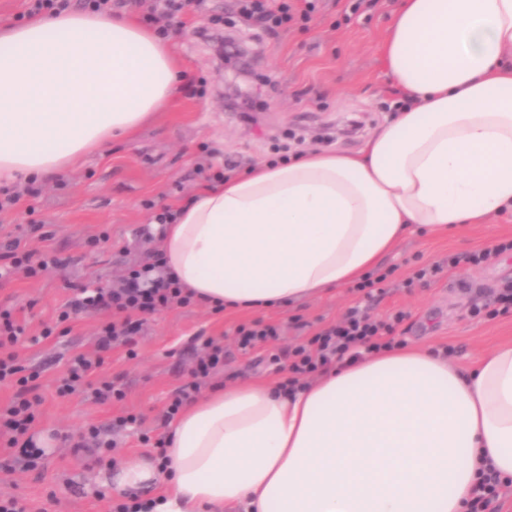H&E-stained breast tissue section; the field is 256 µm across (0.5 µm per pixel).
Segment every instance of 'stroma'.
<instances>
[{
  "label": "stroma",
  "mask_w": 512,
  "mask_h": 512,
  "mask_svg": "<svg viewBox=\"0 0 512 512\" xmlns=\"http://www.w3.org/2000/svg\"><path fill=\"white\" fill-rule=\"evenodd\" d=\"M234 4L205 0L201 11L182 15L170 34L185 77L167 111L133 137L85 157L65 177L39 179L37 195L0 214V238L25 232L34 247L49 248L60 260L39 278L0 285V303L26 326L17 347L21 363L41 372L39 419L28 433L40 453L32 468L0 469V491L25 499L30 512H109L121 491L101 485V473L131 455L157 459V450L141 438L165 435L160 413L193 364L197 338L224 346V369L210 387L227 384L232 374L242 381L280 382L284 376L269 364L268 350H238L235 328L257 319L277 324L275 347L285 350L309 331L335 323L356 301L343 288L259 313H216L198 304L164 310L148 319L134 347L116 345L105 360L102 374L122 384V401L97 404L56 393L67 361L92 350L107 318L86 311L59 321L72 286L114 287L142 261L148 246L141 230L151 222V204L178 206L204 186L196 173L200 162L220 166L229 160L241 173L276 157L280 146L292 156L323 148L353 153L388 117V105L404 96L381 52L400 0H371L351 15L344 12L346 0H316L306 28L276 35L235 23ZM352 120L362 127L345 135ZM101 232L109 241L90 244V236ZM511 240L512 212L445 235L406 237L381 264L391 275L373 313L406 312L401 341L447 350L454 363L470 366L480 353L512 339V312H472L512 281V251L490 265L449 269L428 286L407 288L403 282L419 267L446 265L450 255ZM47 325L54 333L45 338ZM126 413L139 415L141 424L113 429V419ZM92 426L115 443L101 460L75 448Z\"/></svg>",
  "instance_id": "1"
}]
</instances>
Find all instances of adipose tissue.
I'll list each match as a JSON object with an SVG mask.
<instances>
[{
	"instance_id": "obj_1",
	"label": "adipose tissue",
	"mask_w": 512,
	"mask_h": 512,
	"mask_svg": "<svg viewBox=\"0 0 512 512\" xmlns=\"http://www.w3.org/2000/svg\"><path fill=\"white\" fill-rule=\"evenodd\" d=\"M406 93L360 153L311 150L199 189L166 225V269L197 302L285 307L363 279L413 232L512 210V0H403L382 47ZM170 49L85 10L0 29V184L53 173L171 102ZM152 512H466L491 467L512 479V340L464 370L401 345L290 393L216 390L169 430Z\"/></svg>"
}]
</instances>
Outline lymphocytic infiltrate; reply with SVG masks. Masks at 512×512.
I'll use <instances>...</instances> for the list:
<instances>
[{
  "label": "lymphocytic infiltrate",
  "mask_w": 512,
  "mask_h": 512,
  "mask_svg": "<svg viewBox=\"0 0 512 512\" xmlns=\"http://www.w3.org/2000/svg\"><path fill=\"white\" fill-rule=\"evenodd\" d=\"M238 2L244 21L264 24L271 29L305 25L316 9L315 0H280L273 9L267 7L266 0ZM145 240L150 244L146 262L129 267L119 284L109 291L87 286L77 288L60 312L59 318L63 321L68 320L71 313L88 308L112 312L113 319L101 326L95 354H80L71 360L56 387L59 396L81 392L100 403L123 399L124 392L115 382L96 377L104 363V352L114 344L131 343L147 316L193 304V293L165 271L160 250L153 245L154 235H146ZM4 258L9 264L0 267V284L16 275L28 279L38 277L57 263L53 254L28 248L18 237L0 245V260ZM404 319L401 311L379 317L356 305L337 323L312 333L288 351L271 354L269 361L286 372L284 389L295 391L333 363L358 358L365 351L374 353L393 348L397 328ZM24 333V326L12 311L0 308V383L12 384L15 388L10 402L0 406V455L23 465L30 462L34 453L26 435L37 420V407L41 402L37 393L38 373L22 375L18 363L16 347ZM223 365V345L212 338L205 340L195 355L187 380L174 390L164 409L163 423L174 420L183 406L195 399L212 373Z\"/></svg>",
  "instance_id": "1"
}]
</instances>
